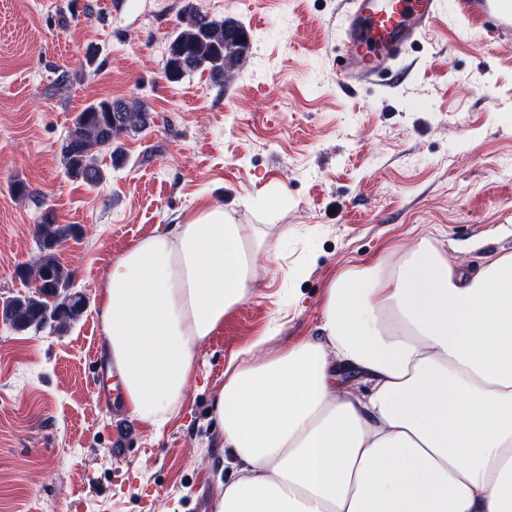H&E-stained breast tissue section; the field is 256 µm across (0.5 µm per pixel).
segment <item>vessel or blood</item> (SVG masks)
Instances as JSON below:
<instances>
[{
	"label": "vessel or blood",
	"instance_id": "obj_1",
	"mask_svg": "<svg viewBox=\"0 0 512 512\" xmlns=\"http://www.w3.org/2000/svg\"><path fill=\"white\" fill-rule=\"evenodd\" d=\"M442 0H350L340 40L342 81H368L391 74L408 44L423 37ZM456 8L492 38L512 39V0H456Z\"/></svg>",
	"mask_w": 512,
	"mask_h": 512
}]
</instances>
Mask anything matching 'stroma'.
Wrapping results in <instances>:
<instances>
[{"instance_id":"stroma-1","label":"stroma","mask_w":512,"mask_h":512,"mask_svg":"<svg viewBox=\"0 0 512 512\" xmlns=\"http://www.w3.org/2000/svg\"><path fill=\"white\" fill-rule=\"evenodd\" d=\"M113 2L0 0V299L25 293L14 271L47 213L83 229L60 261L88 300L63 331L0 322V512H213L224 454L211 404L233 353L274 321L276 346L314 335L335 272L420 237L472 269L512 252V43L469 27L452 0L393 79L346 85L344 0ZM189 5L250 35L227 84L164 75ZM116 97L143 100L153 122L121 136L122 165L101 153L91 187L67 175L61 147L85 106ZM205 203L282 237L280 257L259 259L163 436L127 419L114 454L96 386L105 278L129 244Z\"/></svg>"}]
</instances>
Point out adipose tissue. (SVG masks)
<instances>
[{
	"label": "adipose tissue",
	"mask_w": 512,
	"mask_h": 512,
	"mask_svg": "<svg viewBox=\"0 0 512 512\" xmlns=\"http://www.w3.org/2000/svg\"><path fill=\"white\" fill-rule=\"evenodd\" d=\"M279 243L223 207L132 242L99 301L130 416L163 433L196 358ZM319 334L234 353L215 512H512V253L471 273L423 238L328 285Z\"/></svg>",
	"instance_id": "obj_1"
}]
</instances>
